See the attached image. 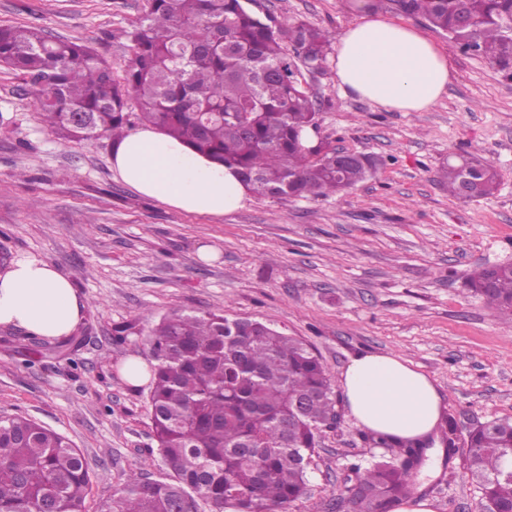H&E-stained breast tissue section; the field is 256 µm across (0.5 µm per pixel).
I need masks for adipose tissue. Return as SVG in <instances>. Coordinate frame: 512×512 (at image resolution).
Here are the masks:
<instances>
[{
	"label": "adipose tissue",
	"mask_w": 512,
	"mask_h": 512,
	"mask_svg": "<svg viewBox=\"0 0 512 512\" xmlns=\"http://www.w3.org/2000/svg\"><path fill=\"white\" fill-rule=\"evenodd\" d=\"M333 61L342 88L397 112L430 110L454 75L447 54L424 33L374 10L368 0L337 36ZM112 169L139 193L186 212L221 217L247 201L235 169L154 128L115 142ZM86 307L73 280L37 256L18 257L0 273V327L63 340L77 332ZM340 387L355 423L380 435L424 441L443 418L433 380L397 355H358L342 372Z\"/></svg>",
	"instance_id": "obj_1"
}]
</instances>
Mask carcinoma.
Wrapping results in <instances>:
<instances>
[{"instance_id": "obj_1", "label": "carcinoma", "mask_w": 512, "mask_h": 512, "mask_svg": "<svg viewBox=\"0 0 512 512\" xmlns=\"http://www.w3.org/2000/svg\"><path fill=\"white\" fill-rule=\"evenodd\" d=\"M467 53L476 50L512 78V0H397ZM467 15L473 27L462 29ZM133 58L123 82L94 50L37 28L0 26V66L33 87L43 122L60 136L119 139L129 110L194 151L237 170L247 190L286 201L339 193L375 173L378 160L344 161L301 136L319 108L284 50L322 69L332 35L306 23L272 27L244 0H150L128 32ZM135 106H130V103ZM448 194L493 193L495 162L460 155L442 167ZM472 291L512 317V263L469 274ZM216 314L162 318L149 340V406L169 477L126 475L99 512H286L308 491L307 468L322 433L336 428V392L302 341ZM390 456L351 466L367 491L349 512H393L414 486L418 444L368 433ZM466 476L478 483L477 512H512V418L469 432ZM90 475L81 452L22 416H0V512H84Z\"/></svg>"}]
</instances>
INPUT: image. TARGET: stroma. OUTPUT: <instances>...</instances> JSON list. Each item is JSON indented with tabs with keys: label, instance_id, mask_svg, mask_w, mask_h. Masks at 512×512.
Returning a JSON list of instances; mask_svg holds the SVG:
<instances>
[{
	"label": "stroma",
	"instance_id": "1",
	"mask_svg": "<svg viewBox=\"0 0 512 512\" xmlns=\"http://www.w3.org/2000/svg\"><path fill=\"white\" fill-rule=\"evenodd\" d=\"M276 26L305 22L339 35L352 0H250ZM147 0H0V25L90 46L123 79L127 36ZM382 11L428 36L454 78L425 112L380 108L345 91L332 62L300 79L319 105L317 140L380 156L375 177L344 192L287 202L250 196L222 216L174 209L125 185L112 139L78 144L51 133L24 80L0 67V271L32 254L70 275L89 308L72 339L0 328V415L67 437L89 469L88 512L125 473L166 474L152 436L150 384L121 370L149 359L172 313L250 319L303 340L332 380L363 353L399 355L428 375L456 424L449 452L428 447L415 486L434 512H476L464 474L474 426L512 417V322L469 291L476 267L512 263V79L462 53L395 0ZM493 157L497 190L455 199L439 180L449 156ZM341 413L308 467L309 491L288 512H333L351 465L383 456Z\"/></svg>",
	"mask_w": 512,
	"mask_h": 512
}]
</instances>
